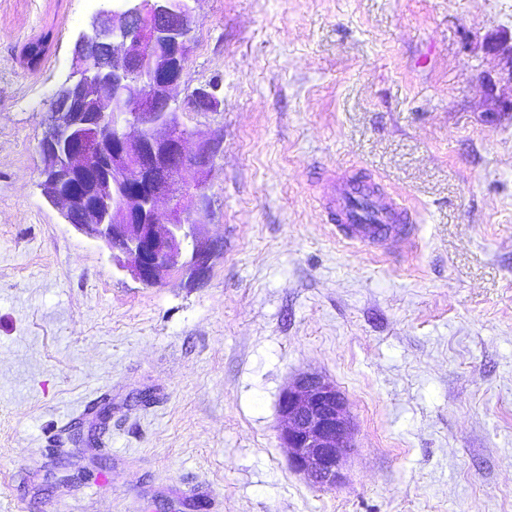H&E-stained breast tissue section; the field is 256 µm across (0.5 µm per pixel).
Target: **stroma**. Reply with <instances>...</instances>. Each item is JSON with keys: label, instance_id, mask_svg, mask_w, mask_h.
<instances>
[{"label": "stroma", "instance_id": "stroma-1", "mask_svg": "<svg viewBox=\"0 0 512 512\" xmlns=\"http://www.w3.org/2000/svg\"><path fill=\"white\" fill-rule=\"evenodd\" d=\"M112 3L0 0V512H512V119L484 124L478 81L512 0H196L219 251L153 287L42 186L53 93ZM344 171L416 213L410 245L337 242L318 196ZM304 373L346 400L335 485L280 444Z\"/></svg>", "mask_w": 512, "mask_h": 512}]
</instances>
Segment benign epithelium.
Here are the masks:
<instances>
[{
    "label": "benign epithelium",
    "mask_w": 512,
    "mask_h": 512,
    "mask_svg": "<svg viewBox=\"0 0 512 512\" xmlns=\"http://www.w3.org/2000/svg\"><path fill=\"white\" fill-rule=\"evenodd\" d=\"M196 18L191 0H119L102 9L76 39L68 77L57 88L97 109L98 126L87 134L83 112H52L40 141L54 203L86 237L127 257L121 265L146 286L172 272L202 278L216 256L201 226L211 210L206 176L223 146L202 137L196 150L185 124L190 111L219 109L218 85L197 89L194 103L179 100ZM498 60L481 75L484 121L512 118V29L483 41ZM280 441L291 468L318 485L342 479L351 427L342 393L315 373L305 374L279 398Z\"/></svg>",
    "instance_id": "benign-epithelium-1"
}]
</instances>
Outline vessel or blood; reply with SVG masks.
Here are the masks:
<instances>
[{
  "label": "vessel or blood",
  "instance_id": "vessel-or-blood-1",
  "mask_svg": "<svg viewBox=\"0 0 512 512\" xmlns=\"http://www.w3.org/2000/svg\"><path fill=\"white\" fill-rule=\"evenodd\" d=\"M327 216L339 240L372 249L408 244L416 230L409 209L354 172L337 179Z\"/></svg>",
  "mask_w": 512,
  "mask_h": 512
}]
</instances>
